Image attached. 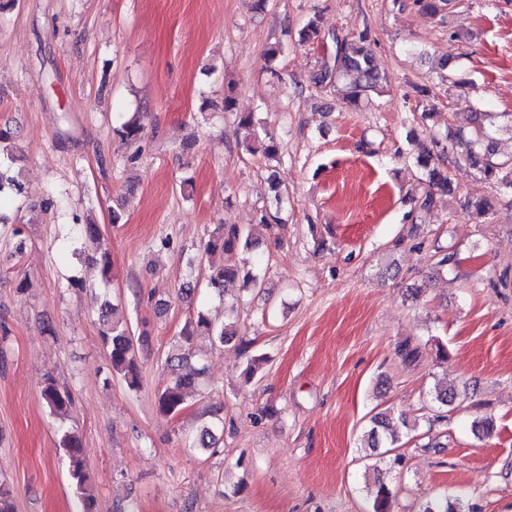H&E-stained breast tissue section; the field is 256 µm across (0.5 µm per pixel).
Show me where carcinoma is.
Masks as SVG:
<instances>
[{
    "label": "carcinoma",
    "mask_w": 512,
    "mask_h": 512,
    "mask_svg": "<svg viewBox=\"0 0 512 512\" xmlns=\"http://www.w3.org/2000/svg\"><path fill=\"white\" fill-rule=\"evenodd\" d=\"M305 43L323 45L332 42V52L323 58L312 75L315 86L334 92L336 101L344 107L352 108L371 95L380 96L387 86V77L379 72L374 64L371 39L366 32L350 37L328 34L318 21L310 19L302 29ZM471 116V129L457 132L453 150V163H464L477 170L483 180L500 184L512 189V157L502 158L495 152L494 134L498 131L499 113L492 111L490 103L484 98L468 101ZM235 121L240 133L238 146L241 150L255 155L261 154L269 160H280V146L274 137L259 127L252 112L235 114ZM116 133L125 141L136 143L142 139L143 125L139 118L125 121ZM445 149L436 140L424 142L416 137L410 139V155L425 177L428 190L415 200L419 210L433 206L434 191L450 190L448 169L442 162ZM0 156L7 160V165L0 166V207L4 205V191L19 186L18 174L13 166L21 161V150L12 141L8 129L0 128ZM200 248L211 257L222 258L220 265L214 267L208 278L209 289L223 294L227 283L238 278L254 288L262 287L259 275L246 268L238 259L241 252H252L256 245L252 235L245 228L236 224H219L208 234ZM117 308L104 302L100 317V334L108 351L112 372L120 376L131 390L140 388V369L137 360L138 348L148 342V336L132 334L128 323L116 317ZM207 335L221 344H230L238 335L237 325L232 322L221 325L213 324L204 314L197 319L187 321L178 336L175 337L171 350L164 363L175 370L190 367L193 356L191 343L198 335ZM196 385L194 371L180 374L162 392L157 394L155 406L159 414L175 418L186 407L187 400ZM458 390L454 387L435 386L431 392L433 405L439 408L433 421L445 419L443 408L456 401ZM41 398L51 413L62 416L71 406L73 397L66 388H61L53 377H48L41 391ZM407 426L403 415L396 417L387 412H378L369 420V429L363 435V446L370 450V456L377 462L385 463L390 469L401 468L404 456L397 452L401 447L398 426ZM62 445L69 456V473L77 496L82 501V512H97L96 497L90 490V478L82 457L80 435L66 431L62 435ZM371 500V512H390L393 496L391 487L379 479L368 488ZM421 512H478V507L468 504L461 498L439 495L425 502Z\"/></svg>",
    "instance_id": "carcinoma-1"
}]
</instances>
